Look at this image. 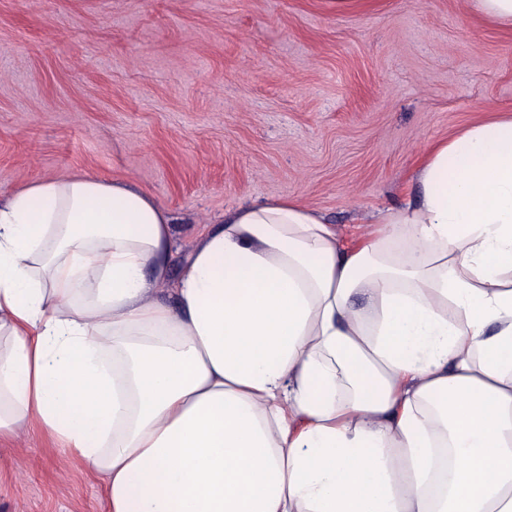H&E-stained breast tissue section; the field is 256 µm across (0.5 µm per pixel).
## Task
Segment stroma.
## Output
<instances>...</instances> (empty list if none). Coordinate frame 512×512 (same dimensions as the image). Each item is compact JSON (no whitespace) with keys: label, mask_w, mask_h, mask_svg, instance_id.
<instances>
[{"label":"stroma","mask_w":512,"mask_h":512,"mask_svg":"<svg viewBox=\"0 0 512 512\" xmlns=\"http://www.w3.org/2000/svg\"><path fill=\"white\" fill-rule=\"evenodd\" d=\"M492 107L512 112V28L470 0H0V192L130 179L183 244L278 197L351 237ZM0 512H106L102 481L4 440Z\"/></svg>","instance_id":"stroma-1"}]
</instances>
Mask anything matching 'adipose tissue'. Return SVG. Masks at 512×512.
Listing matches in <instances>:
<instances>
[{"label":"adipose tissue","mask_w":512,"mask_h":512,"mask_svg":"<svg viewBox=\"0 0 512 512\" xmlns=\"http://www.w3.org/2000/svg\"><path fill=\"white\" fill-rule=\"evenodd\" d=\"M412 184L350 242L279 197L183 255L125 180L0 198V439L108 512H512V114Z\"/></svg>","instance_id":"adipose-tissue-1"}]
</instances>
